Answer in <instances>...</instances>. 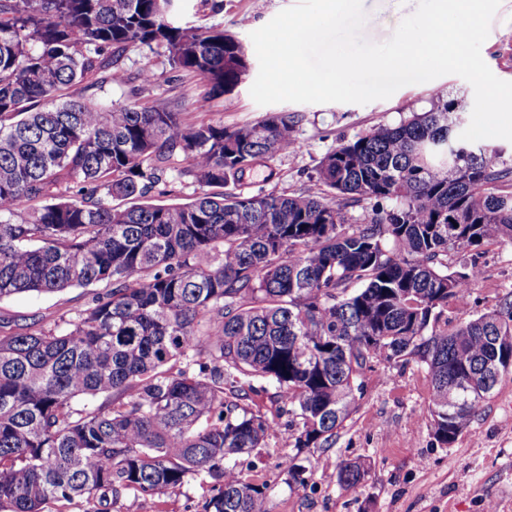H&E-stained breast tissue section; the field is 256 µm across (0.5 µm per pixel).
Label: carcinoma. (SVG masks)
Listing matches in <instances>:
<instances>
[{"instance_id": "carcinoma-1", "label": "carcinoma", "mask_w": 512, "mask_h": 512, "mask_svg": "<svg viewBox=\"0 0 512 512\" xmlns=\"http://www.w3.org/2000/svg\"><path fill=\"white\" fill-rule=\"evenodd\" d=\"M178 0H0V299L107 282L68 327L0 336V512H109L191 479L202 512H271L240 459L275 421L294 448L331 444L372 362L415 361L426 419L454 444L512 374V295L459 325L448 308L482 278L459 255L512 246V164L459 138L463 97L378 126L321 159L323 191L212 193L299 147L293 113L228 128L137 103L58 98L120 55L156 47L200 77L198 110L235 89L249 59L219 25L175 18ZM188 169L178 166L179 160ZM190 173L186 203L116 208ZM77 194L70 196V189ZM367 203L364 221L352 203ZM288 482L307 468L290 457ZM359 461L339 482L355 487Z\"/></svg>"}]
</instances>
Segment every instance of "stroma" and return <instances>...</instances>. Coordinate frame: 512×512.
<instances>
[{
  "mask_svg": "<svg viewBox=\"0 0 512 512\" xmlns=\"http://www.w3.org/2000/svg\"><path fill=\"white\" fill-rule=\"evenodd\" d=\"M297 0H180L181 22L200 27L221 25L244 44L250 70L233 91L212 101L204 112L193 111V95L202 89L199 77L172 70L164 57L145 47L128 48L119 64L130 76L117 86L104 75L63 87L61 98L84 96L142 106H169L189 119L241 126L276 112L299 114L298 150L272 158L247 174L239 190L249 193L307 194L319 192L317 169L324 155L341 142L357 139L373 128L394 125L410 112L430 108L435 91L473 99L472 86L456 75L406 85L389 99L364 105L283 102L257 105L249 90L259 65L251 32L267 24ZM418 0H363L367 41L382 43L400 22L412 14ZM485 63L496 77L512 81V0H501L490 33L481 47ZM151 70L150 84L138 76ZM483 277L469 302L449 308L448 316L466 322L512 294V248L484 246L480 259ZM105 284L73 287L58 293L18 295L0 300V320L26 324L39 318L46 330H61L86 308ZM358 407L327 448L294 450L275 430L264 448L243 458L245 476L266 481L273 512H512V376L503 378L490 393L467 430L450 447L434 439L425 421L430 387L424 367L373 363L357 379ZM299 455L308 469L303 486L288 483L283 462ZM364 463L367 474L357 487L340 485L343 462ZM206 494L198 482L180 490L145 497L132 504L134 512H200Z\"/></svg>",
  "mask_w": 512,
  "mask_h": 512,
  "instance_id": "35a3bbf8",
  "label": "stroma"
}]
</instances>
